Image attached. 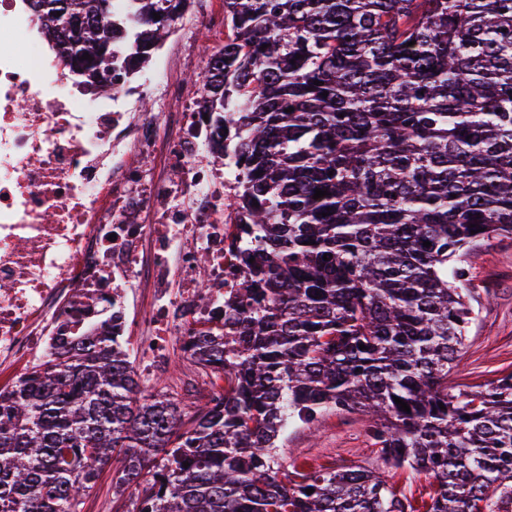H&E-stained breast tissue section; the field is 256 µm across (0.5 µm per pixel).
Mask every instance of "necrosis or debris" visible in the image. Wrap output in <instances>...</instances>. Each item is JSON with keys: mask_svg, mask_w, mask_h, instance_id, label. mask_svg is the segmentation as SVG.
I'll return each mask as SVG.
<instances>
[{"mask_svg": "<svg viewBox=\"0 0 512 512\" xmlns=\"http://www.w3.org/2000/svg\"><path fill=\"white\" fill-rule=\"evenodd\" d=\"M0 377H21L112 320L142 380L222 321L242 268L224 252L236 174L198 94L170 79L168 124L137 112L132 76L83 92L0 0ZM157 154L163 172L139 156Z\"/></svg>", "mask_w": 512, "mask_h": 512, "instance_id": "4bbe7bcc", "label": "necrosis or debris"}]
</instances>
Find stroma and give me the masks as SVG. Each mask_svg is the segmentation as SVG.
<instances>
[{"label":"stroma","mask_w":512,"mask_h":512,"mask_svg":"<svg viewBox=\"0 0 512 512\" xmlns=\"http://www.w3.org/2000/svg\"><path fill=\"white\" fill-rule=\"evenodd\" d=\"M223 45V33L200 36L195 24L181 18L172 23L160 49L173 62L178 79L186 84L205 72L209 52ZM469 278L481 310L469 329L459 364L448 377L452 387L482 386L512 372V240L486 242L472 260ZM188 376L184 358L173 356L147 390L204 404L203 387L189 382ZM279 455L292 473L378 465L367 434V419L357 413L328 412L312 427L289 428Z\"/></svg>","instance_id":"obj_1"}]
</instances>
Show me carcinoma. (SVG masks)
<instances>
[{"instance_id":"1","label":"carcinoma","mask_w":512,"mask_h":512,"mask_svg":"<svg viewBox=\"0 0 512 512\" xmlns=\"http://www.w3.org/2000/svg\"><path fill=\"white\" fill-rule=\"evenodd\" d=\"M45 2L100 92L148 61L173 0L78 41ZM224 26L197 90L228 130L244 275L186 347L224 398L147 393L103 326L0 396V512H81L113 460L128 512H415L385 469L432 479L426 512H512V372L448 388L479 316L463 263L512 239V0H224ZM329 411L370 416L381 466L290 479L283 434Z\"/></svg>"}]
</instances>
